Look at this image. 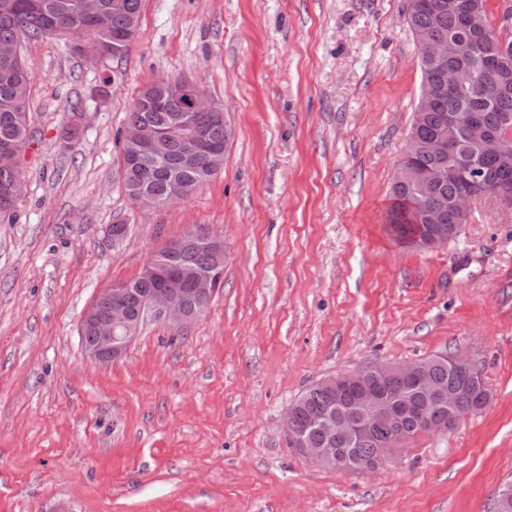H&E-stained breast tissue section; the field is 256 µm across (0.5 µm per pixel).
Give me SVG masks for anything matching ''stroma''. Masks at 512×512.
Listing matches in <instances>:
<instances>
[{
	"mask_svg": "<svg viewBox=\"0 0 512 512\" xmlns=\"http://www.w3.org/2000/svg\"><path fill=\"white\" fill-rule=\"evenodd\" d=\"M72 46L20 44L33 137L0 218V512H495L512 484V207L484 196L430 250L385 232L420 92L404 0H144L126 57ZM159 76L223 101L232 134L191 196L137 207L118 138ZM200 226L224 240L205 313L148 315L119 361L88 360L96 295ZM446 352L491 392L447 435L374 472L288 447L283 414L312 384Z\"/></svg>",
	"mask_w": 512,
	"mask_h": 512,
	"instance_id": "obj_1",
	"label": "stroma"
}]
</instances>
